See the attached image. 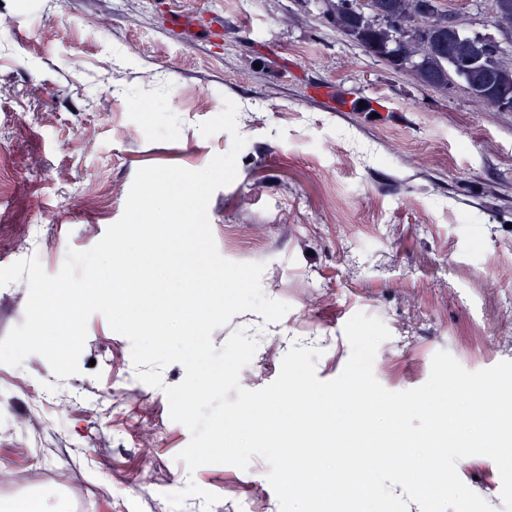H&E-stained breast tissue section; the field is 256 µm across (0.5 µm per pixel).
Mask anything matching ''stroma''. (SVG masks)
I'll return each instance as SVG.
<instances>
[{
    "label": "stroma",
    "mask_w": 512,
    "mask_h": 512,
    "mask_svg": "<svg viewBox=\"0 0 512 512\" xmlns=\"http://www.w3.org/2000/svg\"><path fill=\"white\" fill-rule=\"evenodd\" d=\"M229 99L246 144L211 230L224 258L264 263L263 294L290 306L214 330L218 348L239 330L258 341L242 387L272 383L286 340L306 336L334 379L359 312L391 333L374 374L394 392L424 384L440 350L470 371L512 360V112L366 56L315 0H0V266L35 257L56 274L121 218L138 169L198 171L228 152L229 133L199 126ZM80 367L0 364L8 410L37 419L0 433V468L65 471L70 488L40 496L88 512H280L263 458L192 473L179 460L191 433L164 389L182 365L140 381L130 341L95 314Z\"/></svg>",
    "instance_id": "1"
}]
</instances>
